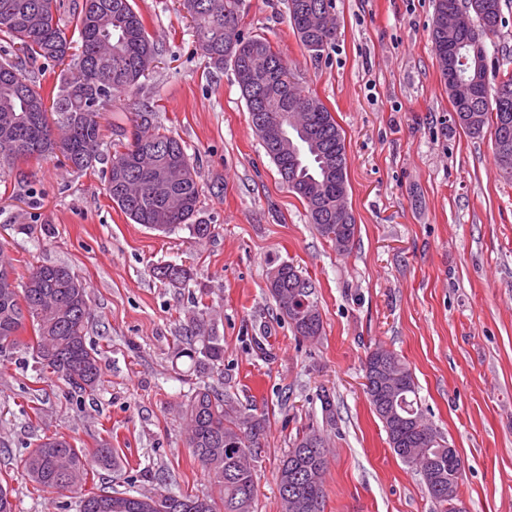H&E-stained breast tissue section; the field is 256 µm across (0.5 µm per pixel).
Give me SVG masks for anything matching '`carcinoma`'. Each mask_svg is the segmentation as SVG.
Masks as SVG:
<instances>
[{"instance_id":"obj_1","label":"carcinoma","mask_w":512,"mask_h":512,"mask_svg":"<svg viewBox=\"0 0 512 512\" xmlns=\"http://www.w3.org/2000/svg\"><path fill=\"white\" fill-rule=\"evenodd\" d=\"M466 2L472 26L454 24L450 12ZM486 4L489 17L503 0H436L431 38L466 45L486 44L490 35L474 6ZM193 22L196 43L216 70L232 67L246 101L255 134L287 185L307 206L311 221L336 250H348L355 235V217L348 205L345 138L331 112L315 96L299 91L290 81L288 65L262 36L246 38L239 27L241 0H183ZM57 0H0V37L17 46L23 58L40 59L61 67L52 99L36 90L20 65L0 62V162L61 154L64 164L88 170L101 160L103 112L116 97L137 87L152 67L157 48L146 31L133 0H83L75 8L73 33L61 24ZM291 28L300 44L320 56L336 38L334 0H288ZM488 85L512 87V72L501 69L489 55L471 59L466 69ZM452 111L459 113L464 133L479 137L490 131L497 141L499 113L512 114V96L491 100L477 112L468 109L458 93L448 89ZM290 112L303 123L313 122L316 152L301 161L281 146L272 125L256 121L255 111ZM132 140L112 153L106 171L112 203L135 224L164 234L183 227L197 237L211 234L210 225L194 223L199 213V171L185 146L156 125L155 112L131 113ZM172 166L171 175L155 182L151 175ZM346 220L336 222V209ZM158 275L173 286L192 280L190 270L177 265L159 268ZM310 281L288 262L274 265L266 287L295 335L321 336L323 321L315 287L295 291L292 283ZM13 259L0 249V350L19 343V332L31 321L34 358L52 370L82 397L101 384L98 350L87 342L91 317L87 286L63 265L32 268L23 286L16 284ZM186 346L177 358L190 361L187 375L203 380L221 373L224 337L217 334L209 307L185 319ZM369 381L366 394L381 421L395 455L419 471L425 489L439 512L455 507L462 472L448 466V441L426 422L413 374L393 352L376 348L364 363ZM186 443L214 488L195 494L131 495L100 490L81 497L80 512H255V458L266 432V419L247 415L227 394L207 385L195 387L182 410ZM324 439L307 427L297 434L277 473L281 512H323L327 471ZM86 453L58 435L36 441L23 459L34 489L76 492L88 474Z\"/></svg>"}]
</instances>
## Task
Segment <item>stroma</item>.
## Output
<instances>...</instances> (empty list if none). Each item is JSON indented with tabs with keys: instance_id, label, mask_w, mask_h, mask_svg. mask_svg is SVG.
Returning <instances> with one entry per match:
<instances>
[{
	"instance_id": "stroma-1",
	"label": "stroma",
	"mask_w": 512,
	"mask_h": 512,
	"mask_svg": "<svg viewBox=\"0 0 512 512\" xmlns=\"http://www.w3.org/2000/svg\"><path fill=\"white\" fill-rule=\"evenodd\" d=\"M134 2L159 53L112 109L149 106L186 145L201 172L198 219L212 234H161L113 205L103 172L110 142L133 130L125 119L92 169L55 157L0 167V245L17 277L62 264L87 284V340L102 368L99 389L77 398L33 359L32 328L0 352V483L15 512H79L80 493L35 492L22 467L53 433L89 455L112 450L110 469L90 463L81 493L209 488L176 414L193 388L175 356L178 328L201 299L224 338L213 386L267 422L256 512H281L277 470L308 427L328 439L324 512H437L368 401L364 363L378 347L404 360L426 418L460 456L461 512H512V178L494 162L491 135L452 121L430 36L435 0H334L336 39L318 58L294 35L288 0H243L244 35L266 37L342 129L356 219L343 253L282 183L232 68L208 67L181 0ZM282 261L315 286L318 340L296 336L266 288ZM165 264L190 268L191 281L160 280Z\"/></svg>"
}]
</instances>
